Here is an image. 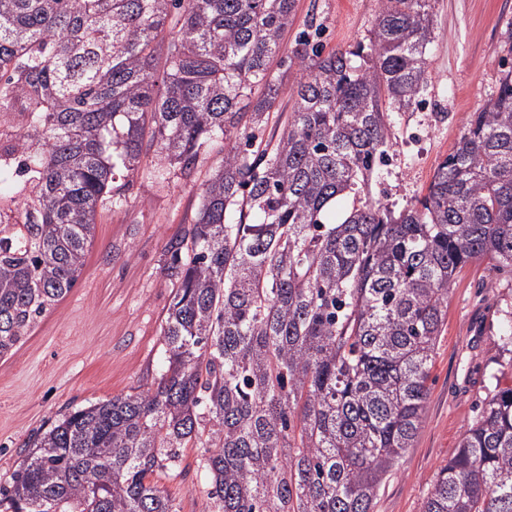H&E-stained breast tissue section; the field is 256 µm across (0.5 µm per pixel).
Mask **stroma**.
Instances as JSON below:
<instances>
[{
  "mask_svg": "<svg viewBox=\"0 0 512 512\" xmlns=\"http://www.w3.org/2000/svg\"><path fill=\"white\" fill-rule=\"evenodd\" d=\"M430 82L419 108L396 112L390 164L369 191L393 209L426 194L437 166L453 151L473 112L496 95L503 33L512 0H431ZM379 0H297L284 35L292 46L310 24L322 28L325 52L366 41ZM283 92L256 128V140L280 133L294 100L297 67L273 60ZM222 145L201 154L190 175L172 170L156 182L142 162L125 204L99 210L94 238L74 288L0 356V483L9 480L37 430L60 414L116 395L153 388L163 360L162 325L174 289L166 244L194 224L205 182ZM512 304V279L486 265L462 270L437 338L427 409L412 448L388 476L374 512H423L431 480L456 452L475 416L489 374L504 357L497 343L501 310ZM199 449L187 448L176 477L164 479L178 512H203L208 476Z\"/></svg>",
  "mask_w": 512,
  "mask_h": 512,
  "instance_id": "1",
  "label": "stroma"
}]
</instances>
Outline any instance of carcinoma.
I'll return each mask as SVG.
<instances>
[{"instance_id": "obj_1", "label": "carcinoma", "mask_w": 512, "mask_h": 512, "mask_svg": "<svg viewBox=\"0 0 512 512\" xmlns=\"http://www.w3.org/2000/svg\"><path fill=\"white\" fill-rule=\"evenodd\" d=\"M296 2L0 0V356L70 292L97 210L123 204L147 149L164 181L224 142L196 223L168 243L156 387L41 430L0 509L177 512L159 479L199 448L217 512H373L422 423L457 276L481 262L512 277V66L397 212L367 185L392 113L428 85L429 0H381L349 51L301 31L294 110L256 146L246 124L282 92L270 62ZM498 345L512 369V308ZM423 512H512L497 373Z\"/></svg>"}]
</instances>
